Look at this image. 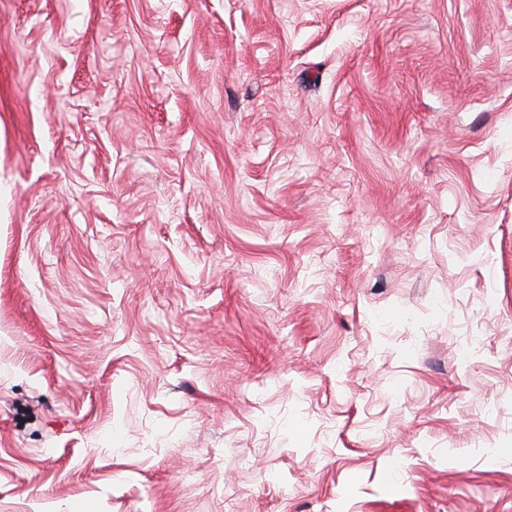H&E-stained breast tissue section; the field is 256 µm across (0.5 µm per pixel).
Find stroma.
<instances>
[{
	"instance_id": "1",
	"label": "stroma",
	"mask_w": 512,
	"mask_h": 512,
	"mask_svg": "<svg viewBox=\"0 0 512 512\" xmlns=\"http://www.w3.org/2000/svg\"><path fill=\"white\" fill-rule=\"evenodd\" d=\"M0 512H512V0H0Z\"/></svg>"
}]
</instances>
